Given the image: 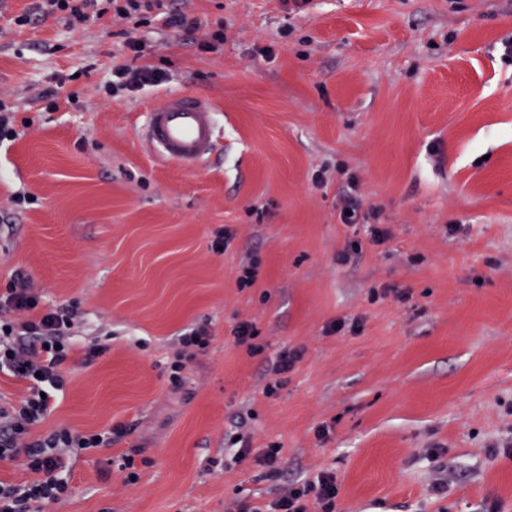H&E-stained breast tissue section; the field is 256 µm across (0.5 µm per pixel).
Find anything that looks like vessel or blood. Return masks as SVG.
<instances>
[{"label":"vessel or blood","instance_id":"1","mask_svg":"<svg viewBox=\"0 0 512 512\" xmlns=\"http://www.w3.org/2000/svg\"><path fill=\"white\" fill-rule=\"evenodd\" d=\"M216 133V110L208 98L169 93L149 107L144 141L157 159L194 169L210 157Z\"/></svg>","mask_w":512,"mask_h":512}]
</instances>
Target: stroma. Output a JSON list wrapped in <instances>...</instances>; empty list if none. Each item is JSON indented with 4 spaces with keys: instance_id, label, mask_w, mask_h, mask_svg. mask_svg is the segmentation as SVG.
Listing matches in <instances>:
<instances>
[{
    "instance_id": "obj_1",
    "label": "stroma",
    "mask_w": 512,
    "mask_h": 512,
    "mask_svg": "<svg viewBox=\"0 0 512 512\" xmlns=\"http://www.w3.org/2000/svg\"><path fill=\"white\" fill-rule=\"evenodd\" d=\"M35 2L0 0V290L25 273L76 306L79 343L110 338L42 432L127 428L47 512H233L324 472L335 512H512V0H168L192 41L139 27L167 78L110 96L122 22L18 25ZM178 91L219 111L194 171L143 143ZM348 197L372 224L341 222ZM132 448L150 464L128 484L107 460ZM209 334L203 327L192 329L179 339V348L174 352V360L170 365L171 382L177 384L182 378V372L195 355L196 351L205 349L208 345Z\"/></svg>"
}]
</instances>
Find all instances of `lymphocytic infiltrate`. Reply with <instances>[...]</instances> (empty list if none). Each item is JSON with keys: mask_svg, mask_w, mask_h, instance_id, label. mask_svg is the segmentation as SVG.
<instances>
[{"mask_svg": "<svg viewBox=\"0 0 512 512\" xmlns=\"http://www.w3.org/2000/svg\"><path fill=\"white\" fill-rule=\"evenodd\" d=\"M125 46L130 59L116 70L117 80L106 86V94L138 90L164 78L162 71L146 65L145 44L129 39ZM77 317L72 306H41L31 278L24 273H17L0 291V374L27 384L20 400L0 405V462L19 463L27 473L26 480L18 483L0 481V512H43L49 505L67 502L74 493L71 456H95L126 431L117 424L93 432L59 427L40 436L34 433L68 384L73 354H80L82 364L88 365L109 349L105 339L77 347L71 334ZM338 494L335 477L322 473L289 485L269 503L242 506L240 512H333Z\"/></svg>", "mask_w": 512, "mask_h": 512, "instance_id": "lymphocytic-infiltrate-1", "label": "lymphocytic infiltrate"}]
</instances>
